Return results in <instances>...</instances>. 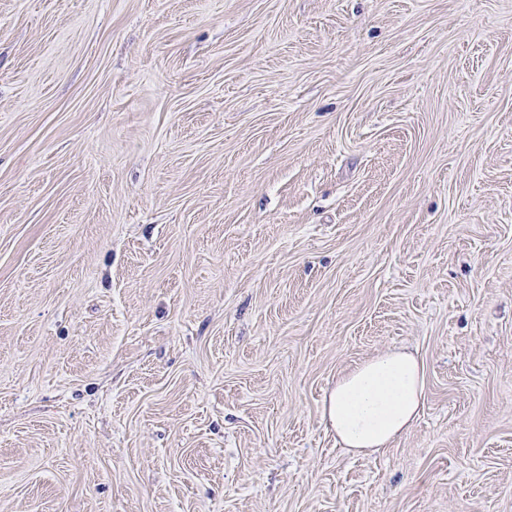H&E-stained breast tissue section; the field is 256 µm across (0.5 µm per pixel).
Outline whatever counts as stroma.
<instances>
[{"mask_svg": "<svg viewBox=\"0 0 512 512\" xmlns=\"http://www.w3.org/2000/svg\"><path fill=\"white\" fill-rule=\"evenodd\" d=\"M0 512H512V0H0ZM425 387V367L417 355L387 351L336 381L325 401L324 418L344 448L378 451L415 423Z\"/></svg>", "mask_w": 512, "mask_h": 512, "instance_id": "stroma-1", "label": "stroma"}]
</instances>
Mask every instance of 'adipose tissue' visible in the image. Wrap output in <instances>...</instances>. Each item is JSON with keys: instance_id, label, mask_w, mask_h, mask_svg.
<instances>
[{"instance_id": "obj_1", "label": "adipose tissue", "mask_w": 512, "mask_h": 512, "mask_svg": "<svg viewBox=\"0 0 512 512\" xmlns=\"http://www.w3.org/2000/svg\"><path fill=\"white\" fill-rule=\"evenodd\" d=\"M425 367L415 354H379L339 378L324 418L337 441L356 453L377 451L404 435L424 404Z\"/></svg>"}]
</instances>
